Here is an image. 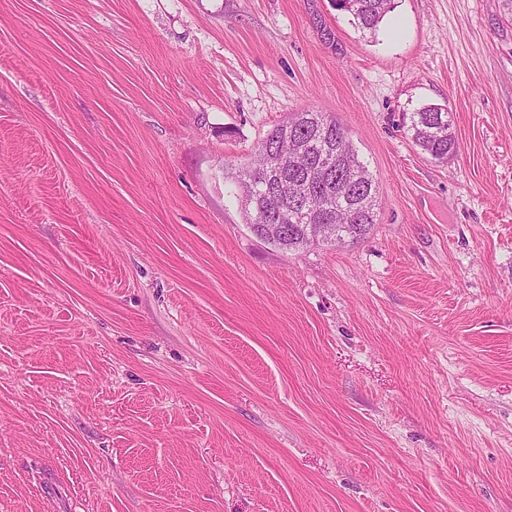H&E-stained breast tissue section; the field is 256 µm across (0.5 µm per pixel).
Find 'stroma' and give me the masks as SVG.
<instances>
[{"label": "stroma", "mask_w": 512, "mask_h": 512, "mask_svg": "<svg viewBox=\"0 0 512 512\" xmlns=\"http://www.w3.org/2000/svg\"><path fill=\"white\" fill-rule=\"evenodd\" d=\"M305 109L377 222L285 253L238 175ZM0 512H512L506 0H0ZM336 9L351 16L352 24L364 35H375L380 23L394 9V0H335ZM409 132L415 145L432 159L442 160L457 151L458 144L448 108L430 104L413 112Z\"/></svg>", "instance_id": "35a3bbf8"}]
</instances>
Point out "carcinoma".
<instances>
[{
    "mask_svg": "<svg viewBox=\"0 0 512 512\" xmlns=\"http://www.w3.org/2000/svg\"><path fill=\"white\" fill-rule=\"evenodd\" d=\"M336 9L351 16L352 24L362 34H376L380 23L394 9V0H335ZM409 132L416 146L435 160H442L457 151L448 109L426 105L412 113ZM303 143L316 163L327 165L331 179L308 184V174L301 163H291L288 172L278 177L273 187L260 176L264 166L288 146ZM242 191L252 197L244 205L246 223L259 233L266 217L282 215L288 225V236L267 239L278 249L299 251L313 242L308 239L304 222L289 217L288 204L306 188H311L318 224H336L339 243L354 244L366 237L376 224L377 187L367 165L359 159L345 129L336 120L310 110L294 112L274 126L262 139L252 167L241 171Z\"/></svg>",
    "mask_w": 512,
    "mask_h": 512,
    "instance_id": "1",
    "label": "carcinoma"
}]
</instances>
